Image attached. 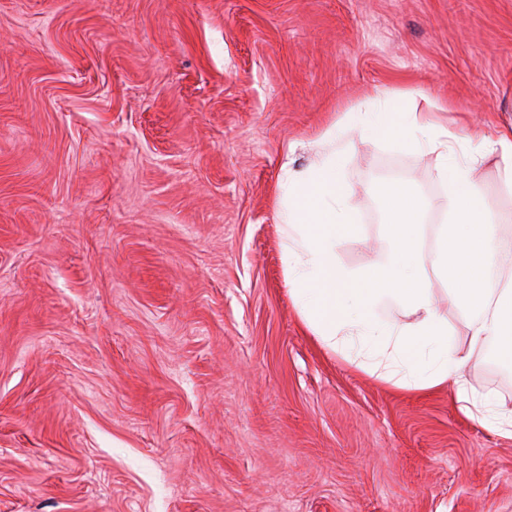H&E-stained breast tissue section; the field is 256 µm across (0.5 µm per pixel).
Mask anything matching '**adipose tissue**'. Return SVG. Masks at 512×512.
<instances>
[{
	"instance_id": "ef3b65f1",
	"label": "adipose tissue",
	"mask_w": 512,
	"mask_h": 512,
	"mask_svg": "<svg viewBox=\"0 0 512 512\" xmlns=\"http://www.w3.org/2000/svg\"><path fill=\"white\" fill-rule=\"evenodd\" d=\"M448 110L447 102L429 98L410 112H362L357 119L376 137L436 154V177L447 193L431 251L423 249L425 207L399 186L384 200L391 226L383 262L362 275L343 267L336 243L356 226L349 189L336 176V158L325 155L305 171L285 172L276 210L286 232L283 264L298 312L323 344L345 359L360 358L366 371L399 388L424 391L455 380L457 400L470 418L512 436V409L475 396L462 376L469 358L449 345L454 329L429 288L433 276L447 283L449 301L463 313L470 347L493 342L512 360V284L499 280L512 247L499 235L481 186V168L490 160L512 184V126L471 138L469 153L462 155L452 146ZM469 263L479 270V280L459 279L460 268ZM389 302L402 305L413 322L381 320L377 311Z\"/></svg>"
}]
</instances>
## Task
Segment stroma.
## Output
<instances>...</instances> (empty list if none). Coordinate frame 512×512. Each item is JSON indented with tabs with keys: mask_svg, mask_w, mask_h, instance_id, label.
Masks as SVG:
<instances>
[{
	"mask_svg": "<svg viewBox=\"0 0 512 512\" xmlns=\"http://www.w3.org/2000/svg\"><path fill=\"white\" fill-rule=\"evenodd\" d=\"M395 91L512 125V0H0V512H512V438L322 346L285 279L278 186L321 153L343 266L383 261L384 182L432 249L436 154L350 127Z\"/></svg>",
	"mask_w": 512,
	"mask_h": 512,
	"instance_id": "obj_1",
	"label": "stroma"
}]
</instances>
